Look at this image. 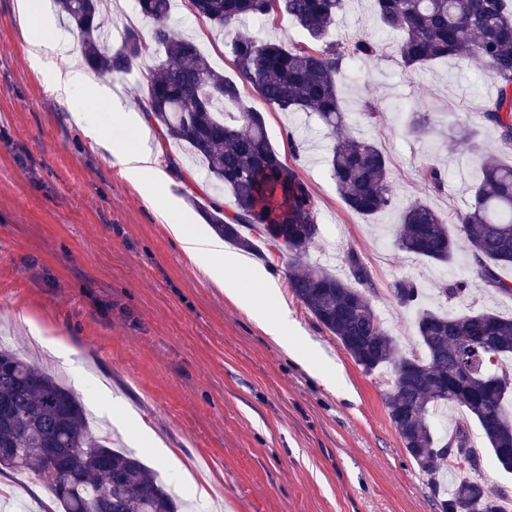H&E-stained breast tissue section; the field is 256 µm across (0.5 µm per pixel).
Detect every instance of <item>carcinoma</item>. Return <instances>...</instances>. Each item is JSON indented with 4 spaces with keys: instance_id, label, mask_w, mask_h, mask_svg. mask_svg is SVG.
Segmentation results:
<instances>
[{
    "instance_id": "1",
    "label": "carcinoma",
    "mask_w": 512,
    "mask_h": 512,
    "mask_svg": "<svg viewBox=\"0 0 512 512\" xmlns=\"http://www.w3.org/2000/svg\"><path fill=\"white\" fill-rule=\"evenodd\" d=\"M383 26L398 34L388 47L409 73L443 58H476L500 78L483 122L493 127L501 152L512 151V0H373ZM58 16L82 36L85 64L101 75L143 72L146 91L137 99L159 127L165 147L178 144L224 184L232 212L208 200L205 217L218 235L246 250L260 239L267 252L294 262L288 288L307 311L366 372L390 369L385 394L391 424L418 470L439 496L438 512H508L512 490L490 489L463 478L440 496V475L457 459L469 472L482 469L472 446L475 422L501 469L512 473V317L471 307L454 315L418 311L415 329L422 352L403 353L384 331L373 305L372 277L360 255L345 256V279L305 270L298 260L320 235L318 210L307 182L273 146L264 113L247 105L245 90L267 108L314 112L336 135L329 159L345 206L367 218L396 206L389 160L373 142L342 133L339 92L346 60L383 52L367 40H335L331 29L344 0H188V9L233 34L236 78L224 75L190 37H175L167 21L171 0H136L148 32L126 28L120 45L102 41L100 18L108 0H54ZM288 17L308 42L287 44L239 31L243 19ZM422 178L437 193L444 173L435 166ZM396 247L434 263H449L467 250L485 289L512 295V281L496 271L512 266V165L483 159L466 209L447 219L422 201L404 208ZM439 296L475 300L471 282H440ZM404 308L420 303L422 288L409 278L391 288ZM458 406L465 418L442 439L429 424L432 410ZM39 477L62 512H179L158 474L134 453L112 447L94 430L81 397L30 359L0 346V474Z\"/></svg>"
}]
</instances>
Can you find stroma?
<instances>
[{"label":"stroma","instance_id":"35a3bbf8","mask_svg":"<svg viewBox=\"0 0 512 512\" xmlns=\"http://www.w3.org/2000/svg\"><path fill=\"white\" fill-rule=\"evenodd\" d=\"M17 0H0V339L37 350L29 326L63 338L81 369L68 374L91 413L107 422L192 512H438L425 477L410 462L384 396L389 371L365 372L291 294L287 258L252 257L277 288L271 297L288 314L306 354L324 363L325 384L297 363L251 316L264 285L248 281L227 297L185 255L166 220L76 123L68 104L48 88L30 57ZM172 34L190 36L214 66L233 74L225 34L179 7ZM385 44L371 0H347L332 30ZM340 87L351 134L372 139L387 155L395 209L369 218L349 211L329 171L334 145L316 114L271 112L256 96L273 145L304 140L296 169L319 211L320 237L304 262L342 276L357 251L376 288L375 308L403 352H420L415 310L396 304L392 283L411 278L432 289L453 277L475 278L467 251L440 265L399 252L392 224L398 209L420 200L450 217L464 210L482 157L499 155L497 131L480 118L499 85L495 72L469 59H444L407 73L384 53L343 65ZM381 112L361 115L364 100ZM428 113V130L412 127ZM476 130L479 151L460 129ZM162 193L177 201L191 230L209 226L195 198L222 190L203 166L179 158ZM434 165L447 186L434 192L420 172ZM160 430L155 448L145 428ZM211 464L218 498L197 500L183 471Z\"/></svg>","mask_w":512,"mask_h":512}]
</instances>
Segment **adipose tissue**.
I'll return each instance as SVG.
<instances>
[{
    "instance_id": "1",
    "label": "adipose tissue",
    "mask_w": 512,
    "mask_h": 512,
    "mask_svg": "<svg viewBox=\"0 0 512 512\" xmlns=\"http://www.w3.org/2000/svg\"><path fill=\"white\" fill-rule=\"evenodd\" d=\"M17 10L20 20L28 27L31 57L41 63L51 91L69 104L79 105L80 110L75 114L77 122L121 165L126 179L137 186L158 211L170 217V231L182 251L190 258L201 260L206 275L229 297L242 295L245 280L262 279V272L255 269L244 255L226 251L221 239L190 231L186 218L159 196L166 173L159 166L157 153L136 137L143 127L142 116L125 110L104 84L92 81L82 71L54 65L52 56L57 47V23L43 0H18ZM97 104L111 112V124L90 122L83 108Z\"/></svg>"
}]
</instances>
